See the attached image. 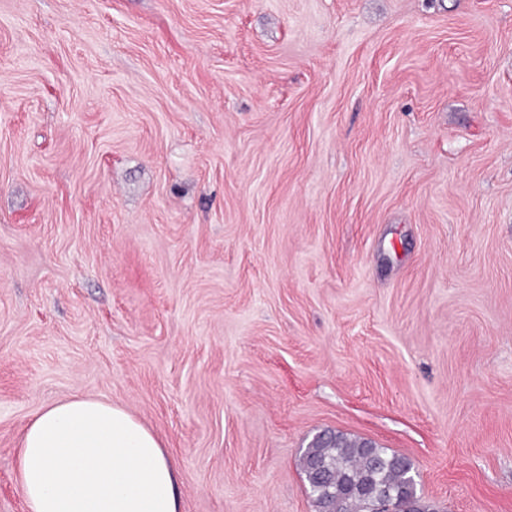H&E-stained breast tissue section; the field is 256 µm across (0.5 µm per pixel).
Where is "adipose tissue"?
Wrapping results in <instances>:
<instances>
[{
	"mask_svg": "<svg viewBox=\"0 0 512 512\" xmlns=\"http://www.w3.org/2000/svg\"><path fill=\"white\" fill-rule=\"evenodd\" d=\"M18 479L28 512H179L178 473L123 407L75 397L26 426Z\"/></svg>",
	"mask_w": 512,
	"mask_h": 512,
	"instance_id": "1",
	"label": "adipose tissue"
}]
</instances>
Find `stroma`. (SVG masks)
<instances>
[{
    "label": "stroma",
    "mask_w": 512,
    "mask_h": 512,
    "mask_svg": "<svg viewBox=\"0 0 512 512\" xmlns=\"http://www.w3.org/2000/svg\"><path fill=\"white\" fill-rule=\"evenodd\" d=\"M76 396L180 512H315L323 430L512 512V0H0V512Z\"/></svg>",
    "instance_id": "35a3bbf8"
}]
</instances>
